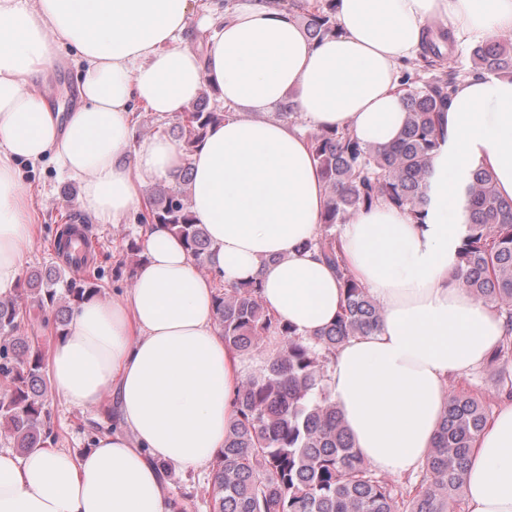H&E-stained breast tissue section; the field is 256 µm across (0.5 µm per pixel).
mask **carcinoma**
<instances>
[{
	"mask_svg": "<svg viewBox=\"0 0 512 512\" xmlns=\"http://www.w3.org/2000/svg\"><path fill=\"white\" fill-rule=\"evenodd\" d=\"M336 0H315L305 31L313 41L336 33ZM454 43L445 31L428 39L422 58L438 71L420 83L405 75L401 91L407 121L396 144L366 146L347 129L319 130L308 137L314 161L330 192L318 236L304 243L336 269L344 304L336 320L308 339L276 320L260 301V282L227 285L216 296V323L224 343L241 356L274 338L260 374L238 387L234 418L214 466V512H453L463 492L462 472L470 448L487 422L476 399L452 395L421 484L402 488L377 476L359 456L325 386L336 348L347 339L376 330L382 313L368 290L349 273L336 225L351 210L385 200L422 219L430 161L439 146L438 112L449 105L456 85L451 67ZM481 72L512 77V34L472 50ZM224 114L208 108V94L182 116L177 138L190 156L208 127ZM186 165L176 186L153 189L141 225L160 226L180 237L196 264L209 267L210 243L195 223L185 190ZM468 234L458 249L452 277L478 301L504 315L512 333V198L500 196L492 173L478 167L466 188ZM89 225H63L58 250L80 264L87 253L72 251V240L89 247ZM101 294L98 278L37 273L18 285L14 298L0 299V376L11 389L0 397V428L12 447L27 454L55 443L43 388L46 364L35 337L17 336L20 323L57 309L54 334H65L75 311Z\"/></svg>",
	"mask_w": 512,
	"mask_h": 512,
	"instance_id": "cac0c4a2",
	"label": "carcinoma"
}]
</instances>
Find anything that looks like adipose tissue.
Here are the masks:
<instances>
[{
  "label": "adipose tissue",
  "mask_w": 512,
  "mask_h": 512,
  "mask_svg": "<svg viewBox=\"0 0 512 512\" xmlns=\"http://www.w3.org/2000/svg\"><path fill=\"white\" fill-rule=\"evenodd\" d=\"M191 3L0 0L1 298L13 295L33 241L21 164L52 159L78 182L84 215L120 224L141 206V187L172 182L186 162L169 139L135 136L133 104L175 117L210 86L225 110L187 161L212 274L198 272L171 232L146 230L132 288L82 304L53 356L58 393L77 408L111 395L117 423L77 455L0 448V512H174L168 469L212 467L243 379L216 328L215 278L260 279L264 306L302 338L341 309L335 271L305 246L329 191L303 127L391 145L406 118L402 69L427 30L447 22L460 41L512 32V0H338L337 31L317 42L297 10L230 0L220 18L200 20L198 52L183 44ZM61 50L80 75V103L66 114L36 90ZM288 98L302 126L270 119ZM439 123L423 223L380 202L349 212L342 227L346 265L382 321L337 348L327 386L360 456L391 475L424 467L451 381L507 334L448 273L467 233L470 171L491 170L512 198V78L459 81ZM463 488L466 512H512V399L478 436Z\"/></svg>",
  "instance_id": "1"
}]
</instances>
